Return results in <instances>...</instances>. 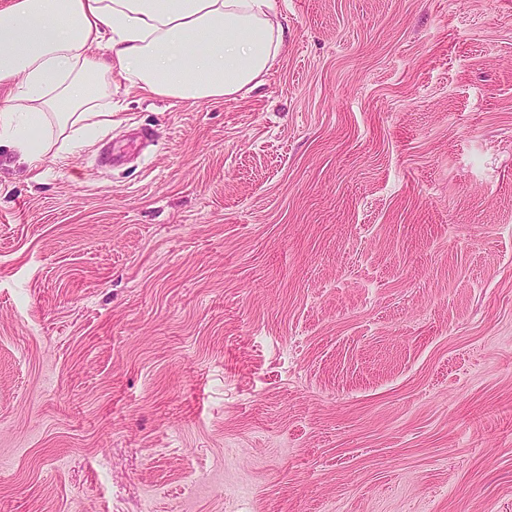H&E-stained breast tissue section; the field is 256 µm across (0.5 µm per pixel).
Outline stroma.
I'll list each match as a JSON object with an SVG mask.
<instances>
[{"label":"stroma","instance_id":"obj_1","mask_svg":"<svg viewBox=\"0 0 512 512\" xmlns=\"http://www.w3.org/2000/svg\"><path fill=\"white\" fill-rule=\"evenodd\" d=\"M246 95L0 145V512H512V0H271Z\"/></svg>","mask_w":512,"mask_h":512}]
</instances>
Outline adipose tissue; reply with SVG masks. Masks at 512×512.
Returning <instances> with one entry per match:
<instances>
[{
    "instance_id": "1",
    "label": "adipose tissue",
    "mask_w": 512,
    "mask_h": 512,
    "mask_svg": "<svg viewBox=\"0 0 512 512\" xmlns=\"http://www.w3.org/2000/svg\"><path fill=\"white\" fill-rule=\"evenodd\" d=\"M271 0H9L0 9V134L29 164L68 132L110 125L91 79L157 97L219 101L262 83L286 46Z\"/></svg>"
}]
</instances>
